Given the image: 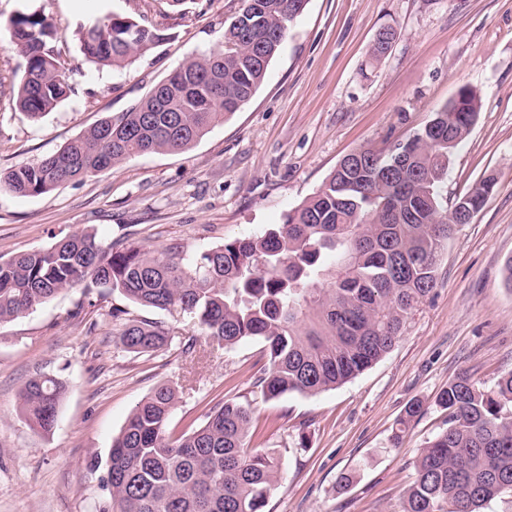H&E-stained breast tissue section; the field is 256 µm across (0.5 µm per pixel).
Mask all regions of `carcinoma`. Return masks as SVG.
Segmentation results:
<instances>
[{
    "label": "carcinoma",
    "instance_id": "cac0c4a2",
    "mask_svg": "<svg viewBox=\"0 0 512 512\" xmlns=\"http://www.w3.org/2000/svg\"><path fill=\"white\" fill-rule=\"evenodd\" d=\"M308 2L241 0L224 22L222 48L161 80L165 101L148 93L39 163L0 174V185L37 197L135 156L189 148L250 100ZM54 38L37 10L0 24V44L23 58L16 109L33 123L72 91ZM168 38L115 12L78 31L85 59L99 68H123ZM479 109L476 93L460 89L406 141L342 158L282 223L186 263L133 243H106L93 231L0 255V325L83 283L100 296L118 292L143 307L188 314L226 348L263 341L267 362L253 388L265 400L335 389L390 351L436 285L459 210L478 212L493 193L496 179L487 175L449 205L440 194ZM167 340L156 322H122L120 341L130 353L155 352ZM63 393V382L46 375L21 389L20 409L35 430L52 431ZM175 401V388L162 384L128 416L106 460L111 504L102 512H262L282 462L274 451L248 447L251 402L224 399L202 426L173 438L167 428ZM437 403L448 410V427L416 461L406 512H482L512 492V371L490 391L460 375Z\"/></svg>",
    "mask_w": 512,
    "mask_h": 512
}]
</instances>
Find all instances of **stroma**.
<instances>
[{
  "mask_svg": "<svg viewBox=\"0 0 512 512\" xmlns=\"http://www.w3.org/2000/svg\"><path fill=\"white\" fill-rule=\"evenodd\" d=\"M240 0H0V23L43 12L73 91L39 122L14 107L21 58L0 47V173L35 164L110 114L126 111L186 60L221 47ZM118 12L167 27L169 40L123 69H96L77 30ZM397 39L366 65L381 28ZM480 97L457 148L447 197L483 175L497 185L458 225L438 261V283L379 362L315 395L256 399L253 448L282 453L284 477L266 512H405L424 446L448 426L436 398L467 373L484 389L512 370V0H309L253 97L190 148L131 158L50 194L0 189V255L51 245L94 228L107 242L192 257L263 232L327 181L356 149L406 141L461 88ZM162 325L167 345L125 351L113 308ZM194 350H187L188 340ZM248 340L214 348L191 317L133 304L119 293L88 298L76 286L0 325V512H101L110 500L105 460L134 407L162 383L177 387L168 431L203 424L220 398L248 395L265 363ZM52 375L66 391L51 433L19 408L30 379ZM423 410L405 411L413 402ZM353 475L340 487L343 475Z\"/></svg>",
  "mask_w": 512,
  "mask_h": 512,
  "instance_id": "stroma-1",
  "label": "stroma"
}]
</instances>
